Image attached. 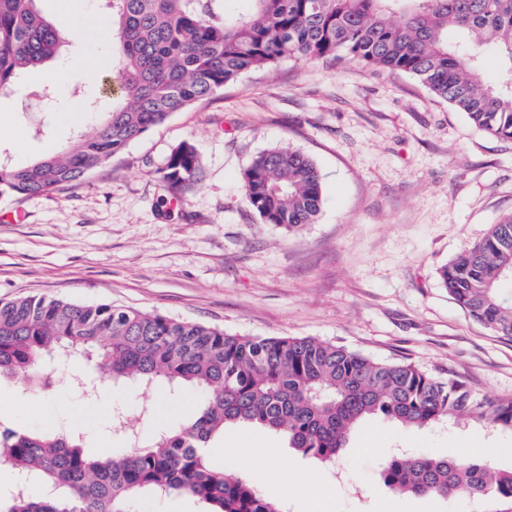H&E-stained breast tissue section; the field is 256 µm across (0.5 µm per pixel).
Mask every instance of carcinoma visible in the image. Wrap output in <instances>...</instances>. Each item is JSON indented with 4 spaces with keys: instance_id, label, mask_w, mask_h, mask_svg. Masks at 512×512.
Instances as JSON below:
<instances>
[{
    "instance_id": "obj_1",
    "label": "carcinoma",
    "mask_w": 512,
    "mask_h": 512,
    "mask_svg": "<svg viewBox=\"0 0 512 512\" xmlns=\"http://www.w3.org/2000/svg\"><path fill=\"white\" fill-rule=\"evenodd\" d=\"M112 20V109L75 143L25 166L0 161V195L39 196L84 179L131 141L224 85L281 59L348 57L409 75L465 113L479 129L512 140V0H102ZM61 33L36 0H0V91L57 58ZM502 64L493 86L480 78L486 55ZM56 110L57 88L36 90ZM196 146H176L160 170L182 191L198 178ZM242 186L265 224L297 231L316 222L322 178L306 154L286 147L256 155ZM455 303L512 339V213L439 269ZM94 364L114 386L162 380L200 395L192 416L126 452L99 456L81 436L0 421V512H132L143 492L186 496L206 512H282L247 478L216 469L205 448L227 426L271 430L305 457L333 466L356 426L383 416L409 429L474 421L512 435V397L486 398L459 374L379 362L310 337L232 335L209 325L111 304L20 297L0 301V378L29 390L47 385L54 364ZM382 482L396 493L490 496L512 512V470L489 459L399 451Z\"/></svg>"
}]
</instances>
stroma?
<instances>
[{"instance_id": "35a3bbf8", "label": "stroma", "mask_w": 512, "mask_h": 512, "mask_svg": "<svg viewBox=\"0 0 512 512\" xmlns=\"http://www.w3.org/2000/svg\"><path fill=\"white\" fill-rule=\"evenodd\" d=\"M38 8L66 36L69 70L58 111L45 113L36 96V67L0 95V156L19 166L72 144L84 113L109 110L118 94L99 26L65 16L57 0ZM185 140L202 170L173 194L158 171ZM277 146L309 155L323 174L319 218L296 232L262 223L241 185L253 157ZM16 210L24 221H0V300L110 303L231 334L314 337L456 372L483 396H512V339L473 320L438 279L464 245L512 212V141L477 129L410 76L346 59H283L174 113L80 183L0 197V214ZM71 373L53 368L51 386L35 392L19 379L0 382V418L61 429L82 405L87 450L117 454L127 442L108 430L113 407L143 439L189 416L192 392L160 382L85 402ZM257 443L273 456H243ZM213 445L214 468L242 473L283 512H306L295 487L312 471L323 512H489L483 497L391 491L380 471L398 449L487 456L512 469V437L475 423L410 430L375 417L332 468L258 428L225 429Z\"/></svg>"}]
</instances>
